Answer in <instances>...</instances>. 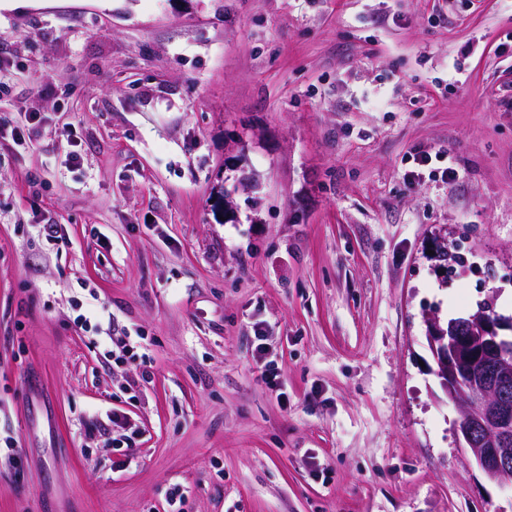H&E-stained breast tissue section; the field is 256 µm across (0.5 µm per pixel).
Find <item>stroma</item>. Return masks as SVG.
<instances>
[{"instance_id": "obj_1", "label": "stroma", "mask_w": 512, "mask_h": 512, "mask_svg": "<svg viewBox=\"0 0 512 512\" xmlns=\"http://www.w3.org/2000/svg\"><path fill=\"white\" fill-rule=\"evenodd\" d=\"M0 57V512H512L427 341L512 318V0H29Z\"/></svg>"}]
</instances>
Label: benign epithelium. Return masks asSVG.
I'll return each mask as SVG.
<instances>
[{
	"instance_id": "1",
	"label": "benign epithelium",
	"mask_w": 512,
	"mask_h": 512,
	"mask_svg": "<svg viewBox=\"0 0 512 512\" xmlns=\"http://www.w3.org/2000/svg\"><path fill=\"white\" fill-rule=\"evenodd\" d=\"M512 320L479 312L442 326L428 320V342L437 363L442 389L460 412L456 427L461 447L468 449L485 477L512 483Z\"/></svg>"
}]
</instances>
